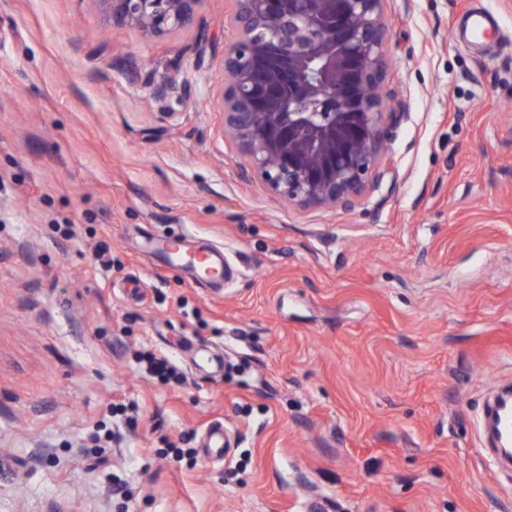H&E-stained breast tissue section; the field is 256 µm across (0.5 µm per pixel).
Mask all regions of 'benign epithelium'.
Returning a JSON list of instances; mask_svg holds the SVG:
<instances>
[{
  "mask_svg": "<svg viewBox=\"0 0 512 512\" xmlns=\"http://www.w3.org/2000/svg\"><path fill=\"white\" fill-rule=\"evenodd\" d=\"M112 23L149 40L200 23L203 0H99ZM218 98L239 175L302 209H355L398 171L390 129L407 106L387 89L384 0H230ZM162 102L188 95L176 74L146 73Z\"/></svg>",
  "mask_w": 512,
  "mask_h": 512,
  "instance_id": "benign-epithelium-1",
  "label": "benign epithelium"
}]
</instances>
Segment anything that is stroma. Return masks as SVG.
Returning <instances> with one entry per match:
<instances>
[{"label": "stroma", "instance_id": "obj_1", "mask_svg": "<svg viewBox=\"0 0 512 512\" xmlns=\"http://www.w3.org/2000/svg\"><path fill=\"white\" fill-rule=\"evenodd\" d=\"M480 8L501 44L463 45ZM385 11L399 176L346 212L236 177L229 0L153 41L99 0H0V512H118L116 474L127 512H512L480 425L512 385V0ZM174 58L191 92L163 105L135 72ZM176 233L223 249L222 291L170 270ZM142 361L146 363V371L162 382L181 384L184 381L183 375L166 358L147 353ZM224 438V423L220 421L211 423L201 439L204 454L207 457L224 456V448L227 447Z\"/></svg>", "mask_w": 512, "mask_h": 512}]
</instances>
